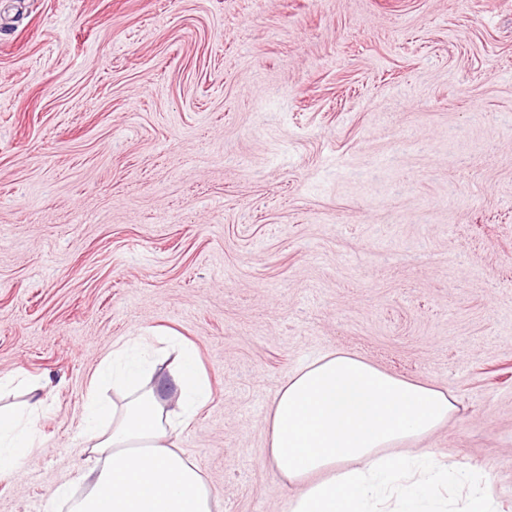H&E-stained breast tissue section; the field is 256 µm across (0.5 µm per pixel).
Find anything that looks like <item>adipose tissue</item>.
<instances>
[{
    "label": "adipose tissue",
    "instance_id": "obj_1",
    "mask_svg": "<svg viewBox=\"0 0 512 512\" xmlns=\"http://www.w3.org/2000/svg\"><path fill=\"white\" fill-rule=\"evenodd\" d=\"M135 337L113 348L88 386L86 437L98 464L79 470L86 491L72 512H221V500L184 456L174 432L191 423L208 402L211 385L193 351L179 369L143 384L144 361ZM130 386V398L110 412L99 398L105 380ZM37 403L0 408V478L26 466L41 441ZM455 406L447 391L389 375L344 351L325 354L297 370L277 392L267 418V464L292 486L289 512H374L398 491L399 512H425L433 488L471 483L466 512H487L482 477L423 448L398 444L447 423Z\"/></svg>",
    "mask_w": 512,
    "mask_h": 512
}]
</instances>
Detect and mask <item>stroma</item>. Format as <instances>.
<instances>
[{
	"instance_id": "obj_1",
	"label": "stroma",
	"mask_w": 512,
	"mask_h": 512,
	"mask_svg": "<svg viewBox=\"0 0 512 512\" xmlns=\"http://www.w3.org/2000/svg\"><path fill=\"white\" fill-rule=\"evenodd\" d=\"M136 336L196 351L222 512H288L267 413L337 349L448 391L415 447L512 512V0H0V406H43L0 512H70Z\"/></svg>"
}]
</instances>
